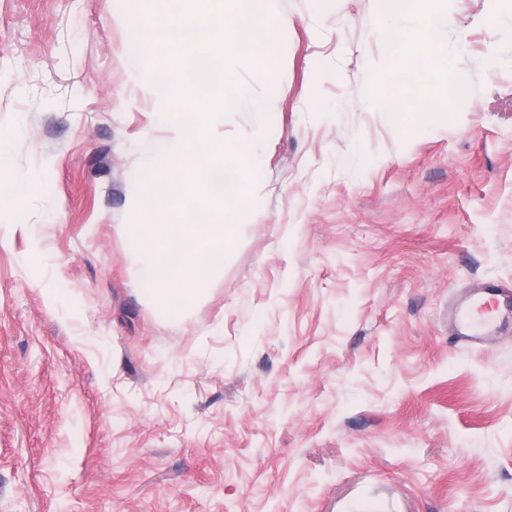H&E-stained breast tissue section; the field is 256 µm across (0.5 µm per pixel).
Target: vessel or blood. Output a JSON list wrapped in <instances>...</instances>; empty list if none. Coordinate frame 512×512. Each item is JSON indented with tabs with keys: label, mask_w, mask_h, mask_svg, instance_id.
<instances>
[{
	"label": "vessel or blood",
	"mask_w": 512,
	"mask_h": 512,
	"mask_svg": "<svg viewBox=\"0 0 512 512\" xmlns=\"http://www.w3.org/2000/svg\"><path fill=\"white\" fill-rule=\"evenodd\" d=\"M511 316L512 286L494 278L480 280L466 305L454 314L460 338L476 344L490 340Z\"/></svg>",
	"instance_id": "1"
}]
</instances>
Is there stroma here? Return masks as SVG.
I'll return each mask as SVG.
<instances>
[{
  "instance_id": "stroma-1",
  "label": "stroma",
  "mask_w": 512,
  "mask_h": 512,
  "mask_svg": "<svg viewBox=\"0 0 512 512\" xmlns=\"http://www.w3.org/2000/svg\"><path fill=\"white\" fill-rule=\"evenodd\" d=\"M151 0H0V512H512V0H435L459 85L374 107L393 0H272L249 200L172 316L127 227L172 127ZM512 285L494 278L480 280L469 296L466 305L454 314L458 336L469 343H484L495 335L500 324L509 318V293ZM496 304V315L484 317L483 306ZM477 313L480 315L478 316Z\"/></svg>"
}]
</instances>
